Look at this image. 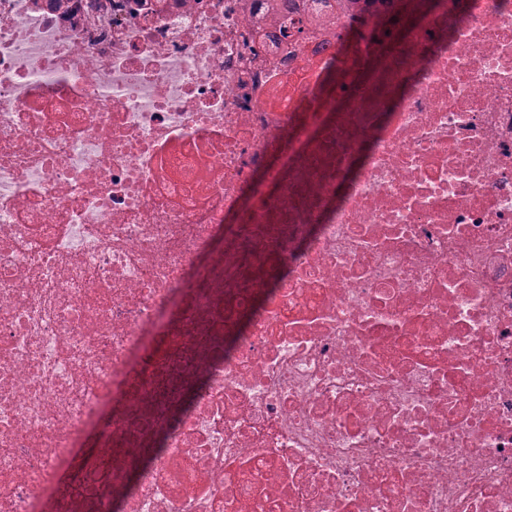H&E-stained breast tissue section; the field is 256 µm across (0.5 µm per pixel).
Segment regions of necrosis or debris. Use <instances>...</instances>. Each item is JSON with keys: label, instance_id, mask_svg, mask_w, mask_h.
Segmentation results:
<instances>
[{"label": "necrosis or debris", "instance_id": "1", "mask_svg": "<svg viewBox=\"0 0 512 512\" xmlns=\"http://www.w3.org/2000/svg\"><path fill=\"white\" fill-rule=\"evenodd\" d=\"M303 5L0 0V512H512V0Z\"/></svg>", "mask_w": 512, "mask_h": 512}]
</instances>
